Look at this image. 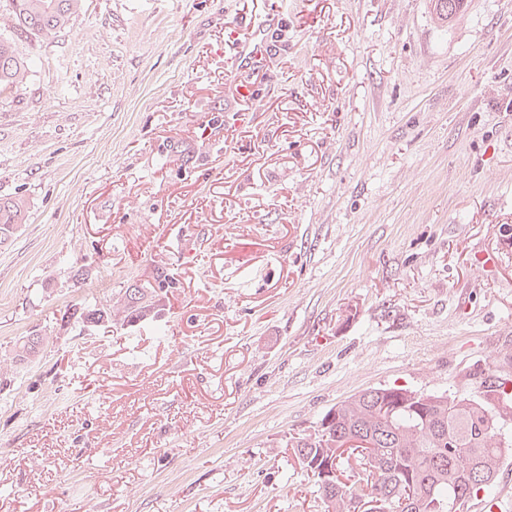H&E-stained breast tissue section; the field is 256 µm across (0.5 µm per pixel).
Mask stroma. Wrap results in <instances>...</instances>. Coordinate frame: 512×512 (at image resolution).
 <instances>
[{
    "instance_id": "stroma-1",
    "label": "stroma",
    "mask_w": 512,
    "mask_h": 512,
    "mask_svg": "<svg viewBox=\"0 0 512 512\" xmlns=\"http://www.w3.org/2000/svg\"><path fill=\"white\" fill-rule=\"evenodd\" d=\"M266 2L16 35L0 512H327L288 441L336 403L512 376V0ZM163 279L156 317L61 320ZM26 211L20 199H0V244H5L25 222Z\"/></svg>"
}]
</instances>
